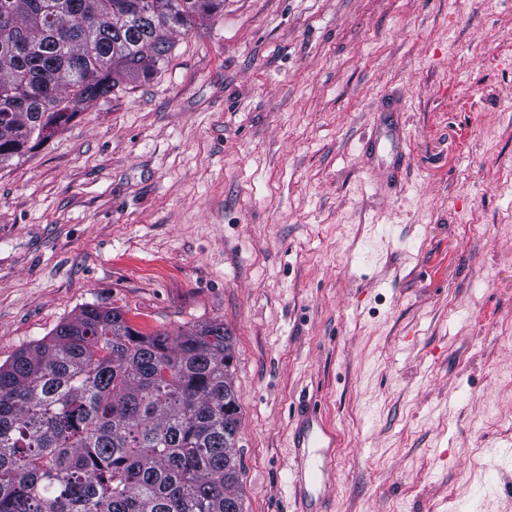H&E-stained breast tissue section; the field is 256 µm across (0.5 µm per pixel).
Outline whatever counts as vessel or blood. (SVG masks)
I'll list each match as a JSON object with an SVG mask.
<instances>
[{
  "mask_svg": "<svg viewBox=\"0 0 512 512\" xmlns=\"http://www.w3.org/2000/svg\"><path fill=\"white\" fill-rule=\"evenodd\" d=\"M337 435L322 415L309 409L300 416L292 431L291 443L295 453L294 482L305 502L323 498L331 485V450Z\"/></svg>",
  "mask_w": 512,
  "mask_h": 512,
  "instance_id": "obj_1",
  "label": "vessel or blood"
}]
</instances>
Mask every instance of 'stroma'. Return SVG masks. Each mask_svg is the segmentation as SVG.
<instances>
[{"label":"stroma","instance_id":"1","mask_svg":"<svg viewBox=\"0 0 512 512\" xmlns=\"http://www.w3.org/2000/svg\"><path fill=\"white\" fill-rule=\"evenodd\" d=\"M88 305L231 332L243 512H295L306 400L331 512H512V0H224L176 34L0 167V365ZM336 441V432L313 408L303 412L292 431L291 448H294L295 453L294 482L306 504L323 498L331 485L330 448L336 447ZM314 448L321 449L313 450Z\"/></svg>","mask_w":512,"mask_h":512}]
</instances>
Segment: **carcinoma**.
I'll return each instance as SVG.
<instances>
[{
    "label": "carcinoma",
    "instance_id": "carcinoma-1",
    "mask_svg": "<svg viewBox=\"0 0 512 512\" xmlns=\"http://www.w3.org/2000/svg\"><path fill=\"white\" fill-rule=\"evenodd\" d=\"M224 0H0V166L154 73ZM232 336L84 308L0 365V512H243Z\"/></svg>",
    "mask_w": 512,
    "mask_h": 512
}]
</instances>
